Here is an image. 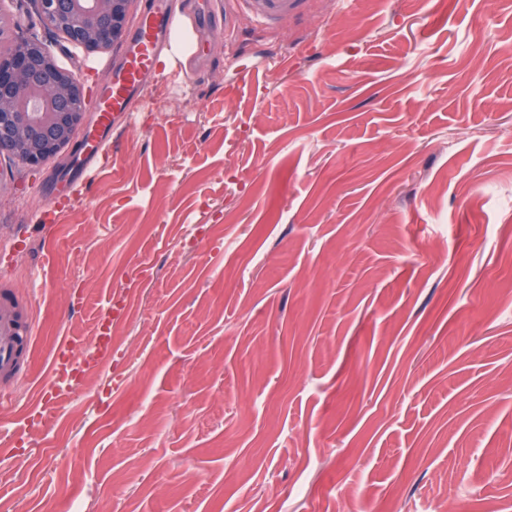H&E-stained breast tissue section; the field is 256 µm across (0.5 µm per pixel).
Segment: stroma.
Instances as JSON below:
<instances>
[{"instance_id":"1","label":"stroma","mask_w":512,"mask_h":512,"mask_svg":"<svg viewBox=\"0 0 512 512\" xmlns=\"http://www.w3.org/2000/svg\"><path fill=\"white\" fill-rule=\"evenodd\" d=\"M182 38L85 184L0 154V289L35 325L0 408L18 512L512 505V0H289ZM497 34L482 27L485 9ZM90 95L123 49L44 31ZM188 76H179V68ZM127 317L93 385L58 341ZM252 1L255 10L251 12L252 19L258 22H268L279 12L288 9V0H248ZM76 346L69 340H61L52 354L51 367L54 380L57 377H67L71 363L69 362Z\"/></svg>"}]
</instances>
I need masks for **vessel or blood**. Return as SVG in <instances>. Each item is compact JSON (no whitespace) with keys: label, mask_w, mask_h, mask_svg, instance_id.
Returning a JSON list of instances; mask_svg holds the SVG:
<instances>
[{"label":"vessel or blood","mask_w":512,"mask_h":512,"mask_svg":"<svg viewBox=\"0 0 512 512\" xmlns=\"http://www.w3.org/2000/svg\"><path fill=\"white\" fill-rule=\"evenodd\" d=\"M252 4V19L265 23L286 10L288 0H252ZM180 18L176 0H150L137 18L112 84L99 96L95 129L71 160L73 168L86 171L106 150L116 117L131 111L138 103L151 77L154 61L170 45ZM34 335L33 323L24 319L10 290L0 291V380L10 382L18 377L23 361L32 354ZM74 350L75 346L69 340L57 344L51 361L54 376H67Z\"/></svg>","instance_id":"1"}]
</instances>
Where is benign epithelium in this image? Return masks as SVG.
<instances>
[{
  "mask_svg": "<svg viewBox=\"0 0 512 512\" xmlns=\"http://www.w3.org/2000/svg\"><path fill=\"white\" fill-rule=\"evenodd\" d=\"M133 0H30L43 26L88 51L122 42ZM87 93L38 34H16L0 55V152L37 169L73 142Z\"/></svg>",
  "mask_w": 512,
  "mask_h": 512,
  "instance_id": "1",
  "label": "benign epithelium"
}]
</instances>
